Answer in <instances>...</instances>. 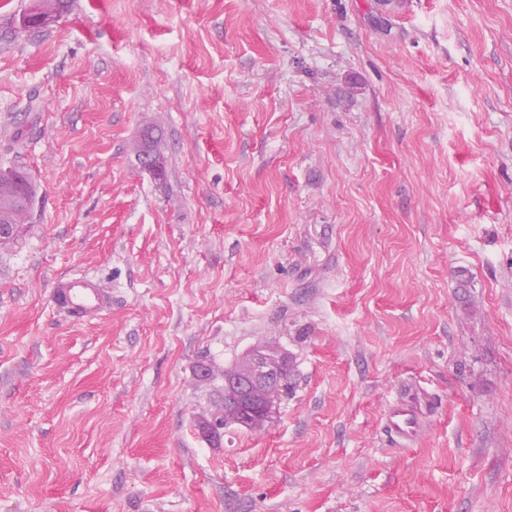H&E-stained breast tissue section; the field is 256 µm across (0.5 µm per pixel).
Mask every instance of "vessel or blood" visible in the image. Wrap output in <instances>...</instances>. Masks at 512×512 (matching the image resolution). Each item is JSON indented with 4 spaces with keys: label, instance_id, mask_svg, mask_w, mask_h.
<instances>
[{
    "label": "vessel or blood",
    "instance_id": "vessel-or-blood-1",
    "mask_svg": "<svg viewBox=\"0 0 512 512\" xmlns=\"http://www.w3.org/2000/svg\"><path fill=\"white\" fill-rule=\"evenodd\" d=\"M52 303L73 321L93 322L111 308L112 291L100 279L76 273L54 281ZM422 415L416 396L397 399L386 413L385 428L401 445H410L421 430Z\"/></svg>",
    "mask_w": 512,
    "mask_h": 512
}]
</instances>
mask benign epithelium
Here are the masks:
<instances>
[{
	"mask_svg": "<svg viewBox=\"0 0 512 512\" xmlns=\"http://www.w3.org/2000/svg\"><path fill=\"white\" fill-rule=\"evenodd\" d=\"M288 355L275 345L254 349L239 367L224 374V403L235 409L231 424L254 429L271 421L277 412L282 367Z\"/></svg>",
	"mask_w": 512,
	"mask_h": 512,
	"instance_id": "1",
	"label": "benign epithelium"
}]
</instances>
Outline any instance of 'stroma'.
Segmentation results:
<instances>
[{
	"mask_svg": "<svg viewBox=\"0 0 512 512\" xmlns=\"http://www.w3.org/2000/svg\"><path fill=\"white\" fill-rule=\"evenodd\" d=\"M0 512H512V0H71L5 30ZM163 134L160 169L140 133ZM85 270L112 308L49 301ZM273 343L263 427L209 438ZM422 390L418 441L383 428ZM35 0L31 1L29 15L30 17L36 18L42 25H49L53 23L56 19V15L60 16L65 9L66 1L64 0H47L45 1V6L47 10L54 13V16L45 15L40 12L36 6ZM36 21H29L27 24H20L21 29L30 30V29H39L42 25ZM6 171L14 175L12 177H0V226H9L11 230L18 224H22L28 216L29 210L34 202V186L30 175L21 166L11 167ZM0 171V172H1ZM26 183L33 188V191L28 195V198L23 203H16L17 189L20 184ZM52 303L73 321L93 322L112 307V290L96 277L76 273L54 281ZM288 355L275 345L254 349L239 367L224 374V403L235 409L231 424L254 429L270 422L277 412L275 392Z\"/></svg>",
	"mask_w": 512,
	"mask_h": 512,
	"instance_id": "obj_1",
	"label": "stroma"
}]
</instances>
